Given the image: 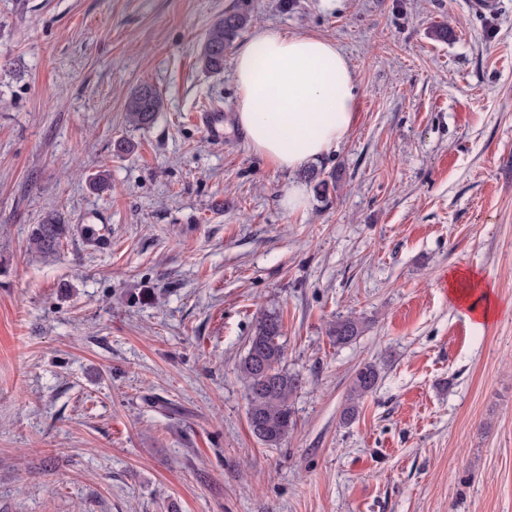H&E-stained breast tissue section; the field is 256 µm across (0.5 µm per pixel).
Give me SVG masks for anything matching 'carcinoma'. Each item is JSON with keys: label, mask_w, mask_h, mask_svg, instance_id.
Here are the masks:
<instances>
[{"label": "carcinoma", "mask_w": 512, "mask_h": 512, "mask_svg": "<svg viewBox=\"0 0 512 512\" xmlns=\"http://www.w3.org/2000/svg\"><path fill=\"white\" fill-rule=\"evenodd\" d=\"M251 21L242 10H229L215 18L206 29L200 48L204 69L224 71V56ZM163 107L162 97L150 86L141 87L129 100L126 120L135 127L153 124ZM66 233V226L49 217L37 224L30 235L31 247L46 252L54 249ZM366 324L354 316H340L330 323L329 342L344 347L355 342ZM282 319L276 313L263 314L248 340L246 354L238 363V376L246 389L247 420L253 436L267 448H279L294 430L296 420L291 399L302 387V379L288 372L285 347L281 342ZM380 372L376 364L360 365L352 379L342 409L341 420L350 423L359 413L360 402L377 386Z\"/></svg>", "instance_id": "obj_1"}]
</instances>
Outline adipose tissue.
Returning a JSON list of instances; mask_svg holds the SVG:
<instances>
[{
    "mask_svg": "<svg viewBox=\"0 0 512 512\" xmlns=\"http://www.w3.org/2000/svg\"><path fill=\"white\" fill-rule=\"evenodd\" d=\"M233 78L236 123L251 149L277 169L295 172L345 142L353 128L357 87L335 43L312 35L259 30L238 50ZM454 301L490 321L497 306L474 274L448 277Z\"/></svg>",
    "mask_w": 512,
    "mask_h": 512,
    "instance_id": "1",
    "label": "adipose tissue"
}]
</instances>
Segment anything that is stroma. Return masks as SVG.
Segmentation results:
<instances>
[{
	"mask_svg": "<svg viewBox=\"0 0 512 512\" xmlns=\"http://www.w3.org/2000/svg\"><path fill=\"white\" fill-rule=\"evenodd\" d=\"M234 8L236 45L268 27L345 55L355 124L309 164L326 190L251 150L234 52L199 62ZM144 85L162 114L136 128ZM46 217L67 233L39 253ZM455 270L495 320L440 288ZM269 312L302 379L279 448L236 370ZM339 315L366 323L343 348ZM0 512H512V0H0ZM251 21L242 10H229L215 18L206 29L200 48V61L204 69L219 74L224 71V56ZM163 107L162 97L150 86L141 87L129 100L126 120L135 127L153 124ZM195 119L203 125L212 140L216 142L224 140V120L220 113L205 108L196 113ZM442 288H450L454 301L468 302L469 309L477 314L478 319L488 322L497 316V306L492 297V290L482 285V279L473 273L453 272L448 278H440ZM379 377V369L374 363L367 362L356 369L342 409L341 420L343 423H350L356 419L360 402L374 391Z\"/></svg>",
	"mask_w": 512,
	"mask_h": 512,
	"instance_id": "1",
	"label": "stroma"
}]
</instances>
